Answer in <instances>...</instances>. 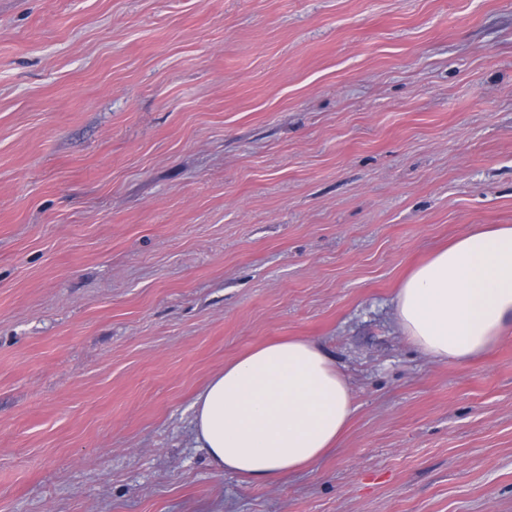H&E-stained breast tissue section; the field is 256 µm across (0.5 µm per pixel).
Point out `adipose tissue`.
<instances>
[{
    "mask_svg": "<svg viewBox=\"0 0 512 512\" xmlns=\"http://www.w3.org/2000/svg\"><path fill=\"white\" fill-rule=\"evenodd\" d=\"M404 339L464 364L512 333V225L476 228L414 267L394 298ZM355 408L332 354L305 338L256 347L197 396L195 442L210 465L275 485L336 446Z\"/></svg>",
    "mask_w": 512,
    "mask_h": 512,
    "instance_id": "ef3b65f1",
    "label": "adipose tissue"
}]
</instances>
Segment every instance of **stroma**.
<instances>
[{"instance_id":"1","label":"stroma","mask_w":512,"mask_h":512,"mask_svg":"<svg viewBox=\"0 0 512 512\" xmlns=\"http://www.w3.org/2000/svg\"><path fill=\"white\" fill-rule=\"evenodd\" d=\"M512 224V0H0V512H512V337L400 334L409 267ZM330 351L351 424L264 486L191 405Z\"/></svg>"}]
</instances>
